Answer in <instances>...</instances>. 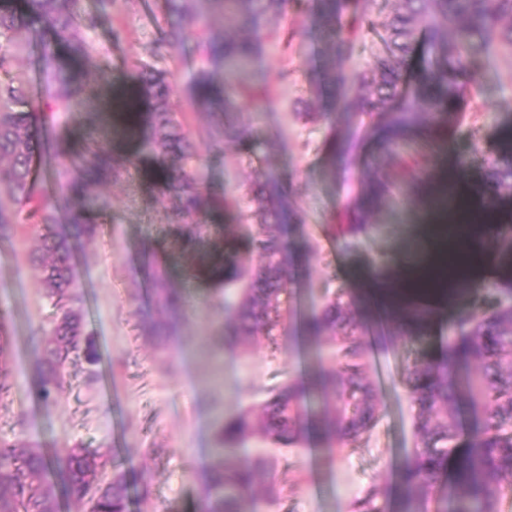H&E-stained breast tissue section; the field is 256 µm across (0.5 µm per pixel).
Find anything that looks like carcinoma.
I'll return each mask as SVG.
<instances>
[{
	"label": "carcinoma",
	"mask_w": 512,
	"mask_h": 512,
	"mask_svg": "<svg viewBox=\"0 0 512 512\" xmlns=\"http://www.w3.org/2000/svg\"><path fill=\"white\" fill-rule=\"evenodd\" d=\"M398 2L379 34L370 70L353 84L342 69L322 78L321 115L337 109L370 115L368 135L386 150L403 139L424 105L456 115L467 111V81L476 54L498 48L512 52V0ZM164 4L181 22L197 25L219 12L234 16L246 31L241 39L226 35L202 39L206 63L224 67L221 85L204 67L197 74L195 98L204 108L222 101L233 69L248 61L277 18L295 7L305 10L313 25L327 28L336 57L349 59L366 49L359 38L365 17L357 14V0H312L310 5L305 0H164ZM92 25V19L80 13L77 0H21L19 7L14 0H0V239L12 237L22 224H40L44 230L41 248L31 261L41 270L45 296L57 312L46 331L38 386V396L46 404L57 401L69 360H98L93 341L84 335L82 314L67 306L66 300L76 277L69 238L92 231L86 214L101 210L104 204L83 190L86 150L62 148L36 118L38 112L66 115L81 104L87 85L74 75L71 64L94 52L86 37ZM37 34L42 40V67L52 84L35 105L9 73L13 50ZM417 46L428 61L409 90L405 65ZM127 96L146 105L148 117L136 122L137 134L131 142L149 151L156 167L165 172V184L181 202L177 222L192 223L223 207L224 193L204 188L200 177L187 170L192 145L163 78L142 75ZM504 139L502 154L489 163L486 173V194L491 197H512L511 129ZM53 160L75 173L69 193L55 200L45 194L36 173V163L47 165ZM249 202L263 219L249 242L257 264L241 292L224 295V312L234 319L233 336L244 344L277 326L279 298L289 275L288 251L278 230L291 204L281 178L274 173L262 175ZM60 211L71 224L69 237L55 229ZM200 265L227 278V288L238 280L236 270L225 269L223 260L213 255L202 258ZM155 300L171 316L181 306L180 294L167 284L163 273L155 275ZM304 331L314 340L325 335L336 347L331 370L318 372L308 383L291 382L271 391L257 413L249 407L222 419L214 434L215 464L209 471L202 512H243L242 502L257 489L271 502L281 497L283 489L270 460L246 452L241 445L256 435L281 447L297 445L303 434V396L308 387L331 385L341 402L337 413L320 418L315 426L323 450L331 456L341 452L336 442L359 436L377 421L379 403L365 377L367 329L342 295L307 316ZM9 344L7 324L1 321L0 393L5 389ZM459 360L476 367L463 391L450 376ZM407 390L418 404L417 431L422 441V448L400 472L409 498L422 502L423 512H498L500 479L512 476V303L499 305L479 320L460 313L448 341L424 352L420 364L409 371ZM463 396L482 416L459 444L456 406ZM102 458L103 454L81 446L65 448L60 456L50 458L38 448L0 438V512H59L54 486L42 480L54 466L61 470L66 491L78 505L89 502L93 512H128L131 471L114 462L112 476L106 478Z\"/></svg>",
	"instance_id": "obj_1"
}]
</instances>
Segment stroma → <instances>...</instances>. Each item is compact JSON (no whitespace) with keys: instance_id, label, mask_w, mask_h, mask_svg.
Masks as SVG:
<instances>
[{"instance_id":"35a3bbf8","label":"stroma","mask_w":512,"mask_h":512,"mask_svg":"<svg viewBox=\"0 0 512 512\" xmlns=\"http://www.w3.org/2000/svg\"><path fill=\"white\" fill-rule=\"evenodd\" d=\"M79 7L96 18L89 38L98 51L78 67L91 94L79 111L59 119L54 134L74 147L91 144V167L105 156L130 158L121 176L107 171L90 184L107 205L91 216L93 235L73 244L84 332L101 360L70 366L57 402H40V340L55 310L43 296L39 270L27 260L39 245V229L25 224L0 240V314L11 336L0 437L49 455L73 444L105 451L143 475L130 488V512H198L219 415H233L269 389L322 369L319 356L328 346L305 339L303 320L341 292L383 325L369 334L366 371L379 421L333 456L319 451L310 431L288 448L250 440V452L273 457L284 494L273 506L253 498L244 510L354 512L355 501L373 488L386 512H416L398 478L421 445L418 410L403 381L424 350L446 340L459 313L478 317L512 300V278L496 267L484 283L456 289L452 303L433 305L424 323L406 330L370 309L344 273L353 267L389 273L412 261L420 225L440 221L434 190L449 161L465 180L483 186L488 162L502 151L503 131L512 129V53L478 56L471 110L462 120L423 108L399 148L388 152L368 140L367 115L319 117L318 79L333 56L327 33L308 25L304 14L292 11L279 20L262 52L233 74L229 108L204 109L192 92L201 64L196 27H186L174 48L169 33L175 19L162 0H79ZM145 66L166 75L183 110L182 124L197 146L190 169L233 204L206 226L176 223V194L151 162L134 157V144L120 134L124 115L107 109ZM429 124L439 127L440 137L421 135ZM225 127L247 133L248 142L213 143L212 132ZM268 171L287 179L296 204L298 221L283 225L281 236L299 262L280 296L279 331L245 346L228 332L223 283L200 273L199 257L225 246L234 250L241 272L252 269L255 257L246 243L259 220L245 198ZM374 182L383 194L367 222L358 224L353 204ZM154 264L186 301L178 331L162 349L152 333L161 317L150 277Z\"/></svg>"}]
</instances>
